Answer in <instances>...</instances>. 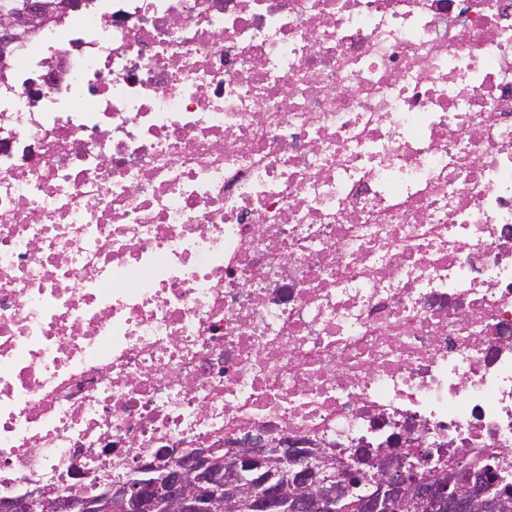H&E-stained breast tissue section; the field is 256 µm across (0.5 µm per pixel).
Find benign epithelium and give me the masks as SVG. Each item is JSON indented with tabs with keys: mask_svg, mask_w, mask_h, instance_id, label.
Masks as SVG:
<instances>
[{
	"mask_svg": "<svg viewBox=\"0 0 512 512\" xmlns=\"http://www.w3.org/2000/svg\"><path fill=\"white\" fill-rule=\"evenodd\" d=\"M71 0H20L0 4V59L19 48ZM374 479L360 455L343 467L335 450L282 433L246 432L222 448H185L170 462L142 461L121 484H94V492L67 499L44 492L0 502V512H347L356 495L358 512H400L414 498L420 512H474L494 483V469L456 455L448 470L421 476L418 460L379 449Z\"/></svg>",
	"mask_w": 512,
	"mask_h": 512,
	"instance_id": "obj_1",
	"label": "benign epithelium"
}]
</instances>
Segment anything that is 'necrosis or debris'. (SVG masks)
<instances>
[{"mask_svg": "<svg viewBox=\"0 0 512 512\" xmlns=\"http://www.w3.org/2000/svg\"><path fill=\"white\" fill-rule=\"evenodd\" d=\"M247 431L512 485V0H83L0 70V499Z\"/></svg>", "mask_w": 512, "mask_h": 512, "instance_id": "1", "label": "necrosis or debris"}]
</instances>
